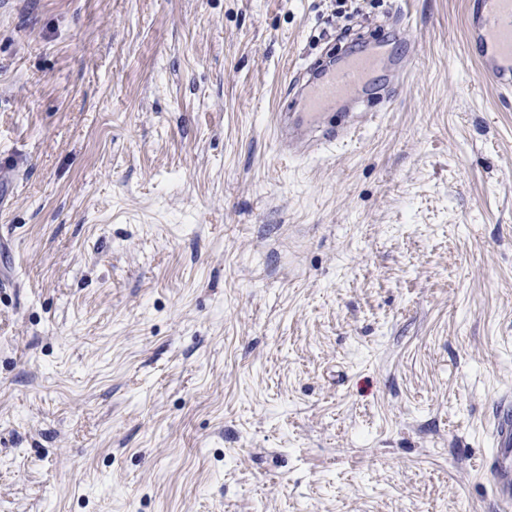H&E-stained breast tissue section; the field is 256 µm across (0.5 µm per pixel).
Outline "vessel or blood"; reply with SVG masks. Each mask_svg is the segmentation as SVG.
Listing matches in <instances>:
<instances>
[{"instance_id": "obj_1", "label": "vessel or blood", "mask_w": 512, "mask_h": 512, "mask_svg": "<svg viewBox=\"0 0 512 512\" xmlns=\"http://www.w3.org/2000/svg\"><path fill=\"white\" fill-rule=\"evenodd\" d=\"M466 34L476 51L479 74L506 92L512 91V0H467ZM380 48L349 57L342 64L316 73L301 89L296 109L285 114L277 130L282 153L308 155L348 139L356 120L336 127L323 123L325 114L345 106L359 107V91L370 76L387 66ZM495 452L482 463L490 476L503 512H512V393L496 401L488 422Z\"/></svg>"}]
</instances>
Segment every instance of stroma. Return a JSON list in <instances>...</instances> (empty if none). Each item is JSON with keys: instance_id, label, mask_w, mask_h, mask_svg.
Returning a JSON list of instances; mask_svg holds the SVG:
<instances>
[{"instance_id": "stroma-1", "label": "stroma", "mask_w": 512, "mask_h": 512, "mask_svg": "<svg viewBox=\"0 0 512 512\" xmlns=\"http://www.w3.org/2000/svg\"><path fill=\"white\" fill-rule=\"evenodd\" d=\"M370 35L353 140L283 155ZM509 389L465 0H0V512H497ZM495 443V452L482 463L484 474L490 476L497 491L502 511L512 508V393L502 394L495 402L488 422Z\"/></svg>"}]
</instances>
